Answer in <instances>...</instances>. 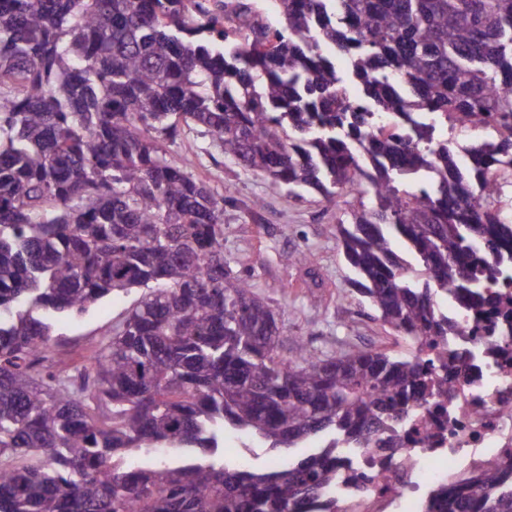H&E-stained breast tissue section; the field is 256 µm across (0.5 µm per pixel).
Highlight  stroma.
Here are the masks:
<instances>
[{
  "mask_svg": "<svg viewBox=\"0 0 512 512\" xmlns=\"http://www.w3.org/2000/svg\"><path fill=\"white\" fill-rule=\"evenodd\" d=\"M163 149L174 164L189 163L223 198L224 259L273 306L283 358H294L301 340L331 355L375 348L411 352L409 340L382 326L345 259L339 227L349 223L358 205L354 196L331 200L310 189L296 198L273 190L265 175L226 157L219 143L193 124L181 125ZM290 252L308 254L309 263H287ZM134 300L131 294L114 296L61 324L69 365L84 362Z\"/></svg>",
  "mask_w": 512,
  "mask_h": 512,
  "instance_id": "1",
  "label": "stroma"
}]
</instances>
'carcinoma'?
Masks as SVG:
<instances>
[{"label":"carcinoma","instance_id":"1","mask_svg":"<svg viewBox=\"0 0 512 512\" xmlns=\"http://www.w3.org/2000/svg\"><path fill=\"white\" fill-rule=\"evenodd\" d=\"M279 6L242 3L232 39L224 0H0V512H347L326 497L340 449L394 448L448 359L437 299L512 281V211L470 202L512 171V0ZM474 119L507 135L463 170L448 122ZM181 122L295 197L359 185L345 255L414 350L281 357L224 262L223 201L163 152ZM138 287L87 363L37 369L56 321ZM228 428L329 440L260 472L225 462ZM419 512H512V453Z\"/></svg>","mask_w":512,"mask_h":512}]
</instances>
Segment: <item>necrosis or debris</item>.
Segmentation results:
<instances>
[{"label": "necrosis or debris", "instance_id": "4bbe7bcc", "mask_svg": "<svg viewBox=\"0 0 512 512\" xmlns=\"http://www.w3.org/2000/svg\"><path fill=\"white\" fill-rule=\"evenodd\" d=\"M507 302L451 305L444 397L415 404L399 428V447L344 450L347 461L330 490L358 512H418L424 491L455 483L480 462L512 447V285Z\"/></svg>", "mask_w": 512, "mask_h": 512}]
</instances>
